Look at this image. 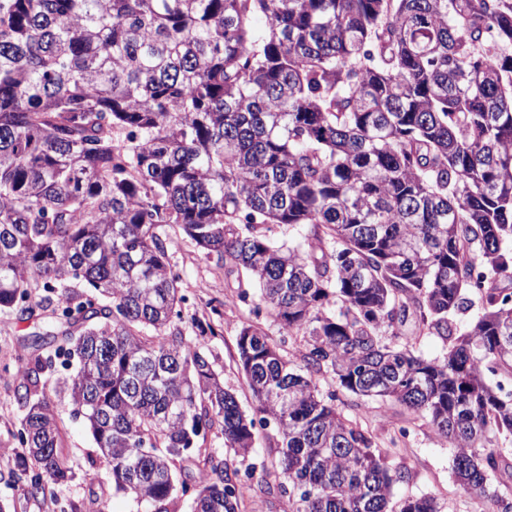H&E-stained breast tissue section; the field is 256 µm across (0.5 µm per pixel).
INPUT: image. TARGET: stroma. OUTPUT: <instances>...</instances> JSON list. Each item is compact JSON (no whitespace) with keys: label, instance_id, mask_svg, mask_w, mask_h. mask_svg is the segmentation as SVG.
I'll return each instance as SVG.
<instances>
[{"label":"stroma","instance_id":"1","mask_svg":"<svg viewBox=\"0 0 512 512\" xmlns=\"http://www.w3.org/2000/svg\"><path fill=\"white\" fill-rule=\"evenodd\" d=\"M168 241L169 260L181 276L186 297L182 313L214 327V334L206 336L205 342L215 368L225 389L236 394L244 411H251L253 398L237 368L236 340L241 328L248 324L260 327L278 344L284 356L296 362L302 357L305 341L300 336L282 335L273 317L259 308L256 289L241 291L239 275L227 273L216 258L205 257L181 231H169ZM39 329L34 322H16L9 328H0L1 470L13 461L15 434L22 417L14 397L15 356L30 344L32 333ZM320 389L323 394H335L337 410L368 431L377 447L387 448L392 442H399L401 453L388 459L390 467L405 473L404 481L394 489L396 498L428 495L436 499L441 512H481V503L466 495L454 479L453 448L439 437L426 418L398 404L361 400L342 392L330 373L321 376ZM50 398L60 419L64 454L76 472L92 468L98 471L99 479L90 484L79 478L53 502L24 496L22 491L0 483V500L9 504L11 512H66L72 502L80 505V512H131V500L113 494L109 466L98 456L85 422L73 416L67 394L54 392Z\"/></svg>","mask_w":512,"mask_h":512}]
</instances>
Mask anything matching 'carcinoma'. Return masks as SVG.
I'll return each instance as SVG.
<instances>
[{
    "label": "carcinoma",
    "instance_id": "1",
    "mask_svg": "<svg viewBox=\"0 0 512 512\" xmlns=\"http://www.w3.org/2000/svg\"><path fill=\"white\" fill-rule=\"evenodd\" d=\"M262 17V28L255 26ZM310 224L307 247L269 225ZM175 226L244 270L302 364L259 328L237 337L256 403L224 388L184 320ZM483 313L466 330L473 271ZM512 0H0V324L50 318L62 343L17 357L21 451L0 481L57 499L76 471L47 394L72 412L136 512H439L393 500L403 473L318 376L425 415L489 512L512 435ZM441 337L445 356L382 336ZM282 436L257 484L244 458ZM195 467L179 480L180 461ZM280 444L281 442L278 433L272 426H270L266 430L261 431V433L259 434V437L255 443L256 452L245 459H243L240 456L234 455L232 452L229 453L226 450H224V440L220 436L208 437L207 446H209L210 448H217L219 454L224 456V461H226L229 467L231 469H239L242 476H244V473L246 471H250V467L253 466V464H256L257 469L253 473L252 478V481L254 482V484H256L261 477L259 465L260 461L263 459V457L267 458L268 448H277L278 446H280ZM288 497L274 494L246 500L239 512H289Z\"/></svg>",
    "mask_w": 512,
    "mask_h": 512
}]
</instances>
